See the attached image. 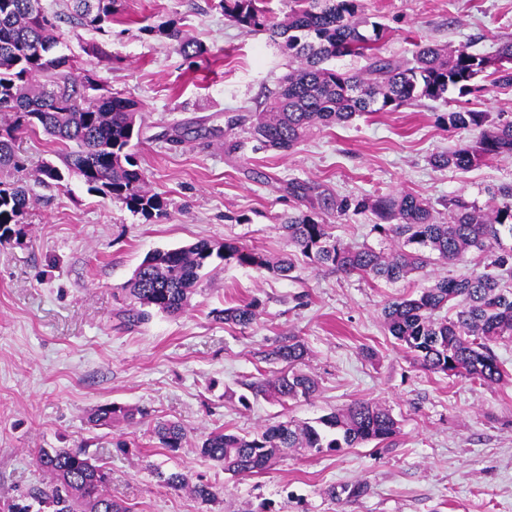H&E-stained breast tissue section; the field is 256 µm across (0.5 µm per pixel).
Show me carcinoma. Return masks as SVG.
I'll return each instance as SVG.
<instances>
[{"instance_id": "carcinoma-1", "label": "carcinoma", "mask_w": 512, "mask_h": 512, "mask_svg": "<svg viewBox=\"0 0 512 512\" xmlns=\"http://www.w3.org/2000/svg\"><path fill=\"white\" fill-rule=\"evenodd\" d=\"M118 0H70L72 14L83 27L97 32L112 21ZM224 17L247 32H265L283 40L296 62L281 78L263 109L254 114L253 138L265 149L287 152L314 127L327 128L376 112H392L422 100L437 101L450 90L461 96L512 87V41L495 57L424 45L403 62L382 55L385 27L364 16L362 0H291L288 14L278 19L265 0H218ZM142 31L158 33L165 45L187 59L201 58L207 48L188 38L174 22ZM56 15L42 0H0V172L20 173L26 160L18 135L39 131L64 147L62 165L41 162L34 182L65 187L76 177L88 190L119 202L145 219L166 214L167 204L147 186V176L132 152L142 104L118 94H106L95 67L61 50ZM343 57L363 58L364 69L341 71L330 62ZM437 121L448 130L477 132L475 141L429 158L435 168L467 171L483 161L512 155V119H489L486 112H445ZM33 201L27 183L0 179V246L22 234L21 220ZM369 211L373 228L392 244L383 255L369 247L342 244L332 225L314 212L289 215L280 229L300 253L320 267L362 278L398 282L435 260L459 262L470 251L489 252L488 269L459 278H444L415 296L387 303L381 317L388 333L421 367L450 378L483 385L502 380L504 372L493 343L512 337V289L500 287L503 275L512 277V184L497 189L486 209L462 197L448 202V219L440 220L429 202L411 193L399 196L336 199V217ZM226 264L265 269L289 276L293 259L275 262L262 253L226 241L207 240L147 255L123 292L128 324L148 322L153 313L177 315L189 306L213 258ZM261 301L228 307L219 319L247 328L259 316ZM304 344L295 336L265 354V360L286 364L279 375L251 389L281 405L308 399L317 382L298 368ZM147 415L139 407L105 403L91 413L89 423L108 426L115 419L133 422ZM398 423L389 409L358 400L316 423L286 421L252 435L210 433L201 454L222 464L232 475H258L297 449L317 454L379 443L393 437ZM160 445L173 452L183 447L186 430L178 422H159L152 430ZM36 466L50 483L33 484L9 504L6 512H130L106 493L105 466L82 450L39 449ZM171 488H184L212 501L216 493L202 481L181 472L157 474Z\"/></svg>"}]
</instances>
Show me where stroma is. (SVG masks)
<instances>
[{"instance_id":"obj_1","label":"stroma","mask_w":512,"mask_h":512,"mask_svg":"<svg viewBox=\"0 0 512 512\" xmlns=\"http://www.w3.org/2000/svg\"><path fill=\"white\" fill-rule=\"evenodd\" d=\"M42 2L60 17L64 50L87 61L104 51L106 60L96 63L106 88L143 103L136 152L167 214L145 220L74 178L63 188L35 186L24 235L0 246V502L49 483L34 464L38 449L83 448L105 462L109 493L131 512H512V338L494 346L506 377L486 386L422 369L381 319L388 301L480 271L486 254L439 261L396 283L347 276L300 255L286 278L216 259L182 314L159 313L138 326L120 316L121 290L151 252L207 239L274 261L290 250L279 224L300 209L333 219L343 243L388 251L371 213L334 220L329 201L339 195L411 193L442 215L452 197L488 207L494 190L512 182V156L465 172L432 167L431 154L475 138L448 131L436 117L464 108L511 117L512 88L465 97L452 91L314 130L285 154L257 150L237 119L262 110L289 61L266 33L243 31L213 0H121L104 34L79 27L68 0ZM363 4L388 27L383 53L396 60L428 43L491 56L512 40V0ZM168 20L206 46V57L189 61L160 36L143 34V26ZM181 127L203 136L170 143ZM229 141L243 142L242 151L227 152ZM296 181L315 195L289 194ZM254 298L261 314L247 329L212 315ZM291 336L305 346L301 367L318 380V393L285 406L251 396L249 383L278 369L266 351ZM355 400L388 408L397 435L332 454L301 448L252 476H231L199 450L215 430L313 422ZM112 402L150 416L88 424L96 406ZM162 420L185 427L179 452L151 437ZM120 440L127 452L116 450ZM160 471L203 479L218 497L162 486ZM357 484L363 493L347 496Z\"/></svg>"}]
</instances>
